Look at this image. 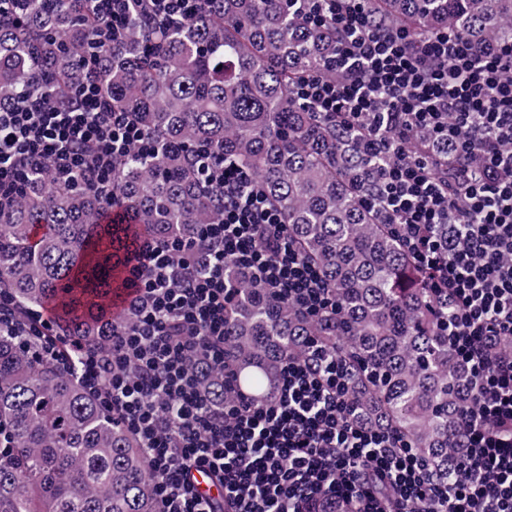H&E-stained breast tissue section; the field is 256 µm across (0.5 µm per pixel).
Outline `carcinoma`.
<instances>
[{"instance_id":"obj_1","label":"carcinoma","mask_w":512,"mask_h":512,"mask_svg":"<svg viewBox=\"0 0 512 512\" xmlns=\"http://www.w3.org/2000/svg\"><path fill=\"white\" fill-rule=\"evenodd\" d=\"M209 0L206 11L159 28L136 11L125 42H93L90 0H18L0 21V110L27 92L68 93L97 78L112 109L127 112L158 143L116 161L118 209L140 234L197 237L220 219V193L205 185L202 147L245 166L281 211L298 251L321 271L336 316L308 317L236 272L225 311L224 361L237 390L273 396L281 365L305 358L311 340L347 360L360 416L397 432L443 478L462 452L470 374L438 321L445 306L393 226L367 208L369 167L358 137L300 106L307 74L330 70L335 34L315 28L303 0ZM387 27L450 29L478 47L512 37V0H368ZM108 210L83 181L56 183L31 165L14 201L0 206V294L19 319L48 301L71 342L106 352L114 327L106 307L118 289L127 227L102 224ZM192 369L208 400L236 397L224 372ZM0 428L11 456L0 463V512H158L146 461L118 417L75 376L0 335Z\"/></svg>"}]
</instances>
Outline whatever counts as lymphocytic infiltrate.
<instances>
[{
  "label": "lymphocytic infiltrate",
  "mask_w": 512,
  "mask_h": 512,
  "mask_svg": "<svg viewBox=\"0 0 512 512\" xmlns=\"http://www.w3.org/2000/svg\"><path fill=\"white\" fill-rule=\"evenodd\" d=\"M96 39L119 46L133 9L158 25L190 20L208 0H91ZM310 23L337 34L336 75L311 73L298 98L357 133L373 168L365 201L393 225L403 250L432 273L448 306L449 341L471 374L465 452L447 478L352 407L338 352L288 359L274 397L208 406L188 363L224 362V309L234 265L303 315L335 313L320 271L301 256L261 183L238 165L202 155L198 170L224 195L201 244L139 239L128 270L131 320L107 355L62 361L55 322L31 313L19 328L0 296V334L23 336L46 363L75 372L117 412L146 456L160 512H217L193 471L224 485L230 512H299L328 504L360 512H512V40L476 48L442 29L414 34L375 23L366 0H306ZM156 141L112 110L95 80L59 104L28 94L0 110V206L28 165L56 181L80 179L112 200V167Z\"/></svg>",
  "instance_id": "obj_1"
}]
</instances>
